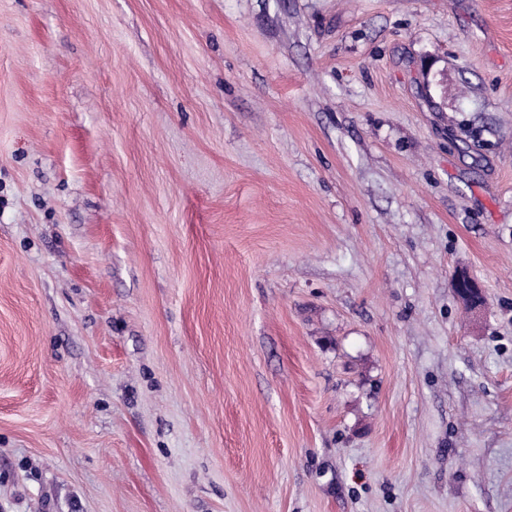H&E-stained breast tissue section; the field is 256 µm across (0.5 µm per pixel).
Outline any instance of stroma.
<instances>
[{"instance_id": "stroma-1", "label": "stroma", "mask_w": 512, "mask_h": 512, "mask_svg": "<svg viewBox=\"0 0 512 512\" xmlns=\"http://www.w3.org/2000/svg\"><path fill=\"white\" fill-rule=\"evenodd\" d=\"M0 512H512V0H0Z\"/></svg>"}]
</instances>
